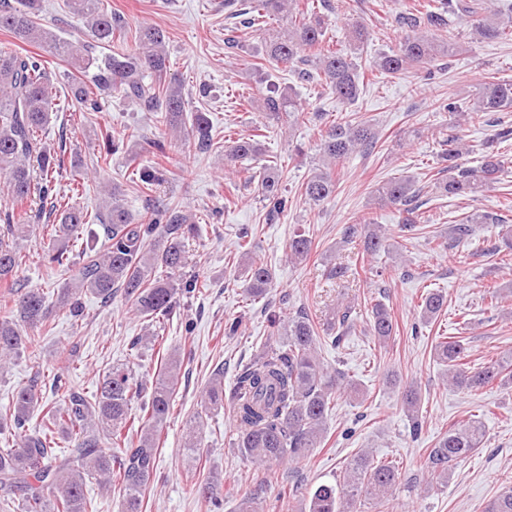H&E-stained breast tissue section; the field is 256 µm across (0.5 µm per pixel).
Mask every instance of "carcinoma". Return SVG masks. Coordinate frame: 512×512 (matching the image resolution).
<instances>
[{"label":"carcinoma","mask_w":512,"mask_h":512,"mask_svg":"<svg viewBox=\"0 0 512 512\" xmlns=\"http://www.w3.org/2000/svg\"><path fill=\"white\" fill-rule=\"evenodd\" d=\"M437 6L425 11L409 5L399 12L398 21L405 35L399 46L372 58L368 70L397 77L425 68L451 56L458 38L448 25V16L468 8L462 0H436ZM236 8L239 25L261 38V61L256 67L274 65L282 72L319 85L346 106L354 105L362 92L364 70L355 56L333 50L324 43L325 31L318 17L300 12L299 0H224ZM69 12L84 19L93 43L63 38L44 27L38 19L40 0H0V30L12 38L11 46H0V172L6 173V199L0 207V287L9 315L0 318V367L11 364L23 351H36L44 334L53 330V307L82 315V298L93 294L104 302L122 292L133 311L151 326L170 319L177 307V295L200 292L198 281L186 277L189 266L187 243L197 232L194 217L176 203L160 207L153 198L157 186L169 175L184 176L191 168V155L174 161L168 171L145 168L140 172L143 211L134 214L125 205L120 186L106 190L103 205L94 215L55 193V182L63 166L61 157L45 145L39 132L45 129L56 109V93L41 59L25 50L42 47L67 62L76 72L69 85L72 97L83 112L98 106V98L118 94L135 108L154 118L158 136L155 148L166 153L172 147L168 137L181 145L208 153L224 150V166L236 168L242 160L258 159L261 144L256 139L239 138L228 143L215 139L207 114L192 109V93L181 80L169 76L170 60L164 30L143 23L130 30L117 12L104 0H65ZM481 18L471 30L470 39L482 42L512 38V4L495 5L492 0L480 6ZM286 20L284 29L270 28L272 20ZM114 47L101 57L93 55L94 44ZM92 72L90 83L83 76ZM267 118L279 122L288 117L290 125L319 120L321 114H308L298 105L293 90L280 84V77L269 81L264 100ZM448 113V132L442 136L441 159L447 163L448 177L437 182L440 193L448 196L474 195L502 183L509 164L501 145L512 141V126L493 124L476 167L467 165L469 153L458 134L464 121L487 124L494 112L512 110V79L486 76L465 98H450L439 104ZM378 131L353 111L339 121L320 129L321 164L302 183V196L319 205L336 193L340 165L357 152L377 147ZM249 179L258 183L268 202V219L288 208V195L271 172L262 165ZM419 190L411 175L394 177L375 190L377 204L391 206L401 215L399 231L423 230L425 216L420 212ZM57 223L43 224L45 215ZM476 224H499L501 241L512 246V225L498 214L472 213L452 226L455 240L471 236ZM39 231L50 236L51 247L43 254L50 269L68 270L75 258L81 263L77 273L49 302L42 288L14 289V274L20 263L16 241ZM80 231L81 251L73 254L69 234ZM253 229L239 231L243 261L241 275L249 299L266 298L273 285L272 269L252 256ZM361 238L363 251L372 258L385 249L386 230L368 222L348 225L343 239ZM312 252V239L297 231L288 240V258L304 261ZM163 274H156L157 268ZM359 275L347 264H333L323 277L341 288ZM448 306L445 291H428L421 302L423 323L428 324ZM354 309L336 307L322 324L304 309L281 323L269 316L273 328L260 351L239 366L229 393H224V367L210 374L206 404L229 405L236 432V447L258 467L283 461H299L311 449L320 447L327 432L329 413L336 401L355 384L346 372L321 361L318 349L324 343L338 348L354 330ZM367 335L380 346H387L396 335L397 323L383 303L371 305L366 319ZM434 358L444 367L451 388L476 392L498 383L512 385V355L471 364L466 347L458 336H443L434 344ZM183 364L178 354H161L158 371L137 376L133 369L114 366L102 373L96 393L89 397L69 375L56 372L51 389L64 394L63 403L43 404L37 389L41 372L33 383L12 397V411L0 415V512H95L96 504L87 486L96 482L102 490L122 491L121 512H143L146 493L154 484L159 462V432L173 409L174 395ZM387 383L401 389L402 408L419 431L421 396L418 386L387 377ZM141 417L136 436L127 433L133 405ZM44 406L39 426L28 429L35 408ZM68 447H58V440ZM486 441L481 418L472 416L451 427L429 449L425 464L428 487L447 482L449 471L468 458ZM402 479L393 464L378 462L366 452H358L346 465L343 482L321 484L308 492V512H363L362 500L387 505L388 496ZM206 504L220 506L224 482L209 476L195 488ZM485 512H512V489L489 501Z\"/></svg>","instance_id":"cac0c4a2"}]
</instances>
